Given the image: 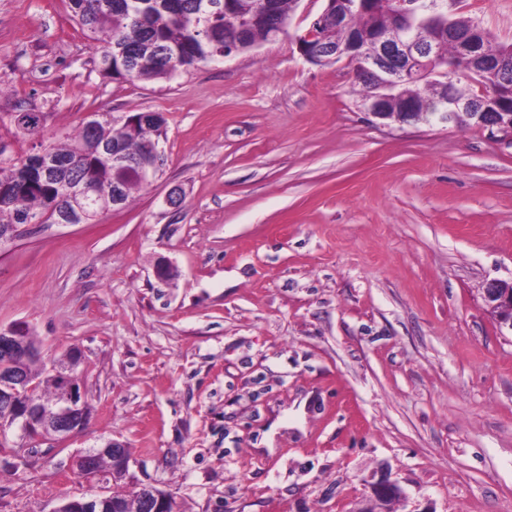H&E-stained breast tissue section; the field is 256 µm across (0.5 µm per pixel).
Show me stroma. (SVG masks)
<instances>
[{
	"instance_id": "obj_1",
	"label": "stroma",
	"mask_w": 512,
	"mask_h": 512,
	"mask_svg": "<svg viewBox=\"0 0 512 512\" xmlns=\"http://www.w3.org/2000/svg\"><path fill=\"white\" fill-rule=\"evenodd\" d=\"M324 5L144 81L101 75L69 0H0L7 156L99 109L167 120L166 165L127 206L0 249V326L26 323L48 362L79 348L91 406L31 464L0 457V512L114 492L72 467L109 439L179 512H360L384 480L392 512H512V337L482 298L512 282V135L361 112L346 62L296 49ZM455 11L512 42V0Z\"/></svg>"
}]
</instances>
